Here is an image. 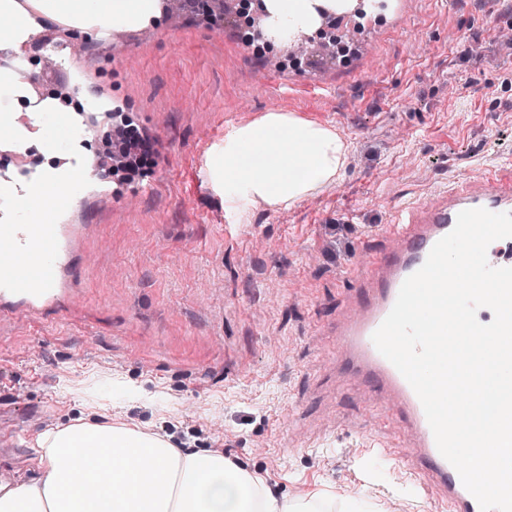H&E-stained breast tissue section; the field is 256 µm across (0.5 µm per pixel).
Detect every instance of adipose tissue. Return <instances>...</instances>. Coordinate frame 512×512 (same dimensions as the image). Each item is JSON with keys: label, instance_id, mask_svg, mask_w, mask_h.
<instances>
[{"label": "adipose tissue", "instance_id": "1", "mask_svg": "<svg viewBox=\"0 0 512 512\" xmlns=\"http://www.w3.org/2000/svg\"><path fill=\"white\" fill-rule=\"evenodd\" d=\"M269 38L313 24L306 0H264ZM155 0H40L50 18L78 25H140ZM346 145L336 131L292 112L269 111L225 129L204 156L213 191L237 218L261 201L287 208L334 183ZM40 476L0 492V512H323V502L277 498L265 478L220 451L176 447L140 430L85 416L40 435Z\"/></svg>", "mask_w": 512, "mask_h": 512}]
</instances>
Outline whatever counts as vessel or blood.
<instances>
[{
	"mask_svg": "<svg viewBox=\"0 0 512 512\" xmlns=\"http://www.w3.org/2000/svg\"><path fill=\"white\" fill-rule=\"evenodd\" d=\"M512 212V168L489 170L455 180L434 194L396 206L385 229L387 247L355 280L365 299L340 316L334 328L336 361L348 365L400 423L408 477L450 512H480L456 469L439 453L417 394L377 350L372 336L391 311L407 277L424 264L433 245L455 226L466 209ZM68 264L65 229L60 224H0V317L19 313L37 318L54 301Z\"/></svg>",
	"mask_w": 512,
	"mask_h": 512,
	"instance_id": "b4317fda",
	"label": "vessel or blood"
}]
</instances>
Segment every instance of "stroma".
Returning <instances> with one entry per match:
<instances>
[{
	"label": "stroma",
	"instance_id": "stroma-1",
	"mask_svg": "<svg viewBox=\"0 0 512 512\" xmlns=\"http://www.w3.org/2000/svg\"><path fill=\"white\" fill-rule=\"evenodd\" d=\"M361 56L288 63L285 46L245 50L234 21L192 13L102 47L84 30L65 83L91 87L100 122L131 115L155 142L151 188L90 183L83 204L46 205L78 225L58 301L41 335L25 315L0 321V423L13 428L0 470L35 477L37 436L104 402L99 418L172 442L223 450L296 500L325 488L375 512H434L399 461L383 398L336 370L330 334L356 294L347 272L384 250L391 207L457 178L512 166V0H389ZM280 61L279 91L261 83ZM332 125L348 146L337 182L300 204H252L226 234L224 204L202 177L207 146L267 111Z\"/></svg>",
	"mask_w": 512,
	"mask_h": 512
}]
</instances>
